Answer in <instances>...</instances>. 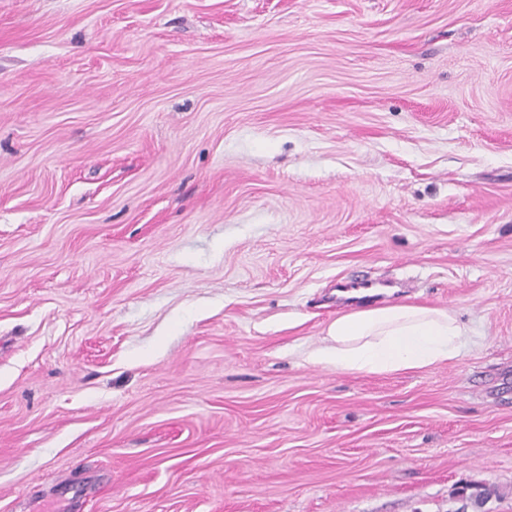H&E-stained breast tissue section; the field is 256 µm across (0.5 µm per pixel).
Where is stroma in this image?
Returning <instances> with one entry per match:
<instances>
[{"label": "stroma", "instance_id": "stroma-1", "mask_svg": "<svg viewBox=\"0 0 512 512\" xmlns=\"http://www.w3.org/2000/svg\"><path fill=\"white\" fill-rule=\"evenodd\" d=\"M448 309L309 362L339 282ZM512 512V0H0V512ZM332 344L310 361L345 373L416 370L455 359L467 329L446 309L407 303L355 310L327 329Z\"/></svg>", "mask_w": 512, "mask_h": 512}]
</instances>
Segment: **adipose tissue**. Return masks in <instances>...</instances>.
<instances>
[{
    "label": "adipose tissue",
    "instance_id": "ef3b65f1",
    "mask_svg": "<svg viewBox=\"0 0 512 512\" xmlns=\"http://www.w3.org/2000/svg\"><path fill=\"white\" fill-rule=\"evenodd\" d=\"M466 328L447 310L407 303L355 310L327 329L329 345L312 362L345 373L383 374L416 370L455 359Z\"/></svg>",
    "mask_w": 512,
    "mask_h": 512
}]
</instances>
